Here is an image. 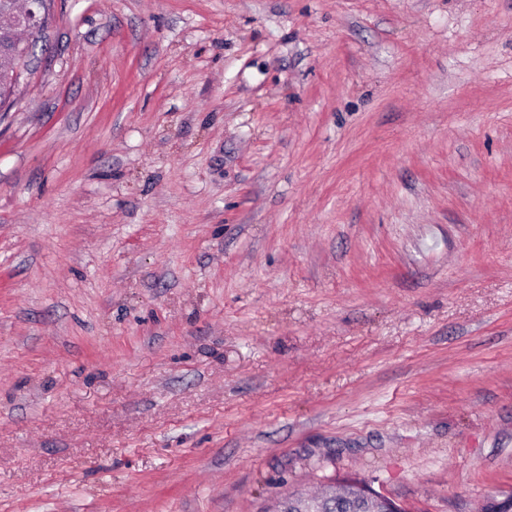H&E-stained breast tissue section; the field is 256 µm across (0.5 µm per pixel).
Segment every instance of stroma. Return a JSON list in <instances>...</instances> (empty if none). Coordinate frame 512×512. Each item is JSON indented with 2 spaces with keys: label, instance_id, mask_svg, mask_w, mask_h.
<instances>
[{
  "label": "stroma",
  "instance_id": "35a3bbf8",
  "mask_svg": "<svg viewBox=\"0 0 512 512\" xmlns=\"http://www.w3.org/2000/svg\"><path fill=\"white\" fill-rule=\"evenodd\" d=\"M512 494V0H51L0 108V512Z\"/></svg>",
  "mask_w": 512,
  "mask_h": 512
}]
</instances>
